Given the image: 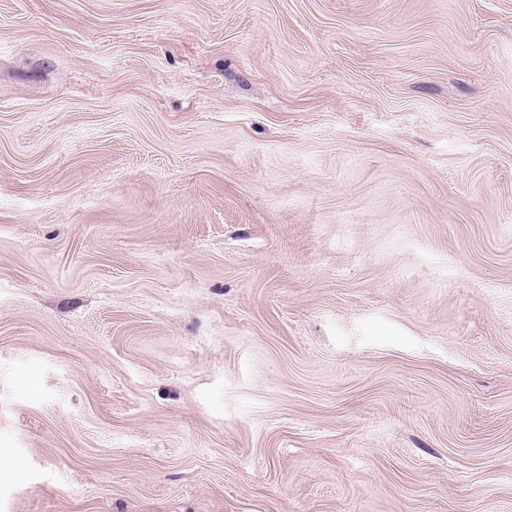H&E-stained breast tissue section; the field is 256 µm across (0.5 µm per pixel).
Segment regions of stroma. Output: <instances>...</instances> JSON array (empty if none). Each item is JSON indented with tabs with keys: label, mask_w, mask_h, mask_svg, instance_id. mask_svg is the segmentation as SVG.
Segmentation results:
<instances>
[{
	"label": "stroma",
	"mask_w": 512,
	"mask_h": 512,
	"mask_svg": "<svg viewBox=\"0 0 512 512\" xmlns=\"http://www.w3.org/2000/svg\"><path fill=\"white\" fill-rule=\"evenodd\" d=\"M0 512H512V0H0Z\"/></svg>",
	"instance_id": "stroma-1"
}]
</instances>
